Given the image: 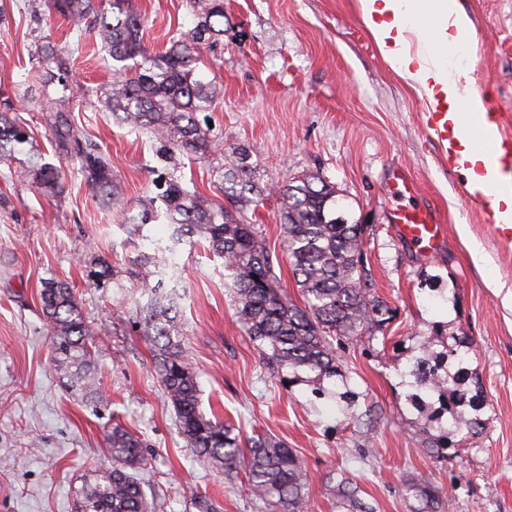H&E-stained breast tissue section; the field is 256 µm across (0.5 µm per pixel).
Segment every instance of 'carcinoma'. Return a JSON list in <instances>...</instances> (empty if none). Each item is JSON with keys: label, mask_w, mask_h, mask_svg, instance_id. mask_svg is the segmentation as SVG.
<instances>
[{"label": "carcinoma", "mask_w": 512, "mask_h": 512, "mask_svg": "<svg viewBox=\"0 0 512 512\" xmlns=\"http://www.w3.org/2000/svg\"><path fill=\"white\" fill-rule=\"evenodd\" d=\"M49 11L71 29L92 33L112 59L110 107L121 123L150 132L165 157L204 159L220 151L210 128L198 113L211 110L216 98L214 81L196 73L199 48L210 47L224 35V0H191L194 27L162 53L143 45L144 19L130 0H47ZM37 67L58 86L49 116L58 153L78 162L89 194L104 205L120 198L122 186L112 175L106 157L82 141L72 126L66 105L75 90L69 79L68 59L47 43L37 53ZM10 105L0 110V161L12 156L28 136L10 116ZM249 153L236 147L221 165L225 203L216 205L175 174L165 181L163 217L173 226L172 239L197 234L214 255L224 260V279L236 298V314L274 373L288 374L292 382L306 378L336 380L341 376L336 345L357 341L386 322L389 308L373 294V280L364 253V225L337 215L346 209L336 190L314 174L295 177L279 188L282 254L288 259L302 297L296 302L281 288L275 272L279 255L270 252L263 230L249 221L265 196L253 177ZM25 172L40 182L60 186L58 169L37 155ZM170 247H157L136 260L142 281L156 275L144 288L138 304L144 336L157 379L176 414L187 446L209 459L234 480L244 473L253 500L264 512H306L307 473L292 449L268 436H243L233 425L212 420L201 410V389L184 350V333L176 305L163 276L175 268ZM40 305L52 336V360L63 371L67 385L87 402L97 401L96 351L89 345L92 328L68 284L43 281ZM438 366L420 359L409 375L419 389L437 391ZM112 468L75 490L78 512H164L167 503L148 499L140 478L145 456L140 438L123 426L108 435ZM412 512H440L435 487L410 483ZM338 512H362L365 505L347 479L336 485Z\"/></svg>", "instance_id": "cac0c4a2"}]
</instances>
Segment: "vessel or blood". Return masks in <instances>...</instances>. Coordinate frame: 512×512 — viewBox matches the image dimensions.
Masks as SVG:
<instances>
[{
	"mask_svg": "<svg viewBox=\"0 0 512 512\" xmlns=\"http://www.w3.org/2000/svg\"><path fill=\"white\" fill-rule=\"evenodd\" d=\"M472 127L484 144L486 164L500 173L498 180L470 195L471 201L487 204L500 192L512 190V138L503 136L498 115L494 112L480 113ZM428 130L447 149L449 159H456V131L445 113H431ZM391 221L406 242L426 254L437 250L445 237V224L430 208L399 205L393 209Z\"/></svg>",
	"mask_w": 512,
	"mask_h": 512,
	"instance_id": "vessel-or-blood-1",
	"label": "vessel or blood"
}]
</instances>
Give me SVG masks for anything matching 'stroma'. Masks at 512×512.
<instances>
[{
	"label": "stroma",
	"mask_w": 512,
	"mask_h": 512,
	"mask_svg": "<svg viewBox=\"0 0 512 512\" xmlns=\"http://www.w3.org/2000/svg\"><path fill=\"white\" fill-rule=\"evenodd\" d=\"M474 40L462 55L475 89L512 134V0H459ZM145 19L144 43L161 52L190 30L187 0H131ZM71 56L78 87L71 119L109 157L124 199L103 207L76 168L60 163L46 125L49 99L28 96L25 79L41 44ZM112 60L93 36L70 33L45 0H6L0 16V104L29 134L0 163V512H76L74 490L93 470L112 465L107 436L122 424L143 442L147 495L168 512H196V496L220 512H261L245 479L223 475L187 447L153 370L130 281L99 289L92 258L117 269L168 245L172 229L157 221L130 235L123 208L155 193L163 164L148 135L115 120L105 99ZM196 67L220 89L210 113L223 151L246 147L262 186L305 173L334 187L350 220L364 224V251L375 296L392 310L381 330L339 349L355 407L341 414L311 385H283L237 320L224 262L199 237H187L173 260L180 283L184 346L203 390L206 416L239 425L292 448L308 477L309 512H336L332 473L345 471L371 512H410V480L431 482L449 512H512V243L466 200L465 179L448 164L426 126L424 96L382 56L357 0H224V42L200 50ZM60 165L62 192L25 175L32 148ZM219 159L185 161L179 170L212 202H223ZM417 181L413 203L434 207L448 236L435 256L403 243L390 224L399 200L390 166ZM482 261H474L472 245ZM73 288L95 327L101 354L99 400L88 405L64 386L50 359L51 336L40 311L43 280ZM461 338L449 359L448 388L464 367L465 389L481 410L470 432L453 414L414 408L405 371Z\"/></svg>",
	"instance_id": "35a3bbf8"
}]
</instances>
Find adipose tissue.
<instances>
[{"label": "adipose tissue", "instance_id": "adipose-tissue-1", "mask_svg": "<svg viewBox=\"0 0 512 512\" xmlns=\"http://www.w3.org/2000/svg\"><path fill=\"white\" fill-rule=\"evenodd\" d=\"M358 2L362 20L385 58L449 120L461 123L459 102L464 96L470 111H483L468 67L456 60L473 40L471 21L458 0H434L429 7L423 0Z\"/></svg>", "mask_w": 512, "mask_h": 512}]
</instances>
